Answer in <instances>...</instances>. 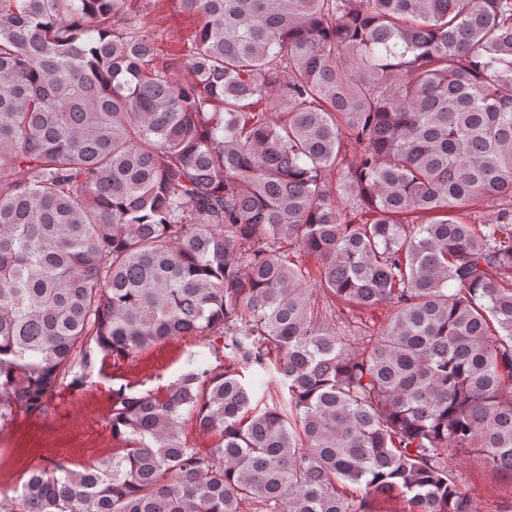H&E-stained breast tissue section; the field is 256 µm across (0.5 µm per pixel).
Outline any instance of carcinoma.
<instances>
[{"label": "carcinoma", "instance_id": "obj_1", "mask_svg": "<svg viewBox=\"0 0 512 512\" xmlns=\"http://www.w3.org/2000/svg\"><path fill=\"white\" fill-rule=\"evenodd\" d=\"M129 2L0 0V424L98 350L224 364L0 512H472L448 451L512 481V0H180L181 70ZM312 281L389 308L361 352Z\"/></svg>", "mask_w": 512, "mask_h": 512}]
</instances>
